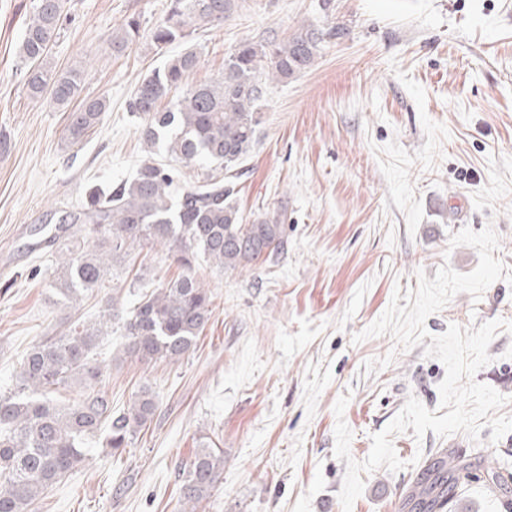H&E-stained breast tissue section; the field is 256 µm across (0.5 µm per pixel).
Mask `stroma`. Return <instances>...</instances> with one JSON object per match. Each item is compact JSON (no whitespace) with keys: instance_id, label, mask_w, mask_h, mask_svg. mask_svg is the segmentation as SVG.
<instances>
[{"instance_id":"stroma-1","label":"stroma","mask_w":512,"mask_h":512,"mask_svg":"<svg viewBox=\"0 0 512 512\" xmlns=\"http://www.w3.org/2000/svg\"><path fill=\"white\" fill-rule=\"evenodd\" d=\"M169 0H68L50 48L56 69H85L82 97L109 102L81 144L65 138L67 109L35 99L17 68L31 0H0V393L13 388L25 353L75 319H95L104 299L126 314L140 292L176 277L164 248L144 250L129 272L114 262L98 294L69 303L49 285L55 232L42 218L81 204L86 184L130 176L146 157L142 122L128 110L163 55L148 36L124 55L107 51L131 15L144 28ZM328 30L311 68L266 86L258 142L241 164L235 199L246 221L284 209V250L248 269L199 261L211 318L173 362L124 358L120 334L102 337L103 390L113 411L141 387L158 409L126 451L92 452L50 487L35 512H181L184 474L202 445L222 449L224 470L197 512H342L345 461L334 454V405L350 453L364 460L373 434L416 397L439 409L442 362L422 347L401 350L390 335L353 343L378 319L394 288L416 290L418 272L478 264L452 233L493 226L494 253L512 271V0H238L224 25L177 40L201 64L193 83L215 79L243 40H283L300 26ZM492 320L512 322V285L500 280L480 300L454 296L430 315L439 335ZM475 376L510 397L512 333L489 345ZM457 432L393 435L406 468L364 477L352 512H403V497L440 449L472 461L453 512H512V481L491 491L486 464L512 473V432L491 441Z\"/></svg>"}]
</instances>
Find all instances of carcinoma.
Instances as JSON below:
<instances>
[{
  "mask_svg": "<svg viewBox=\"0 0 512 512\" xmlns=\"http://www.w3.org/2000/svg\"><path fill=\"white\" fill-rule=\"evenodd\" d=\"M66 3L33 0L18 50L24 87L62 106L79 96L82 82L80 67L59 72L49 61ZM235 7L236 0H170L165 18L149 33L150 45L160 53L203 26L224 24ZM140 28V18L130 16L113 29L112 55L125 53ZM324 36L303 25L283 41L245 40L224 58L216 79L199 85L190 83L200 65L195 49L168 57L141 81L129 107L144 121L143 139L150 150L161 148L188 166L204 164L205 172L182 182L174 170L150 158L133 177L92 184L79 207L55 210L44 220L58 224L51 239L57 258L50 286L70 302L102 287L115 258L132 260L146 247H166L182 268L162 287L141 294L123 319L125 357L177 361L193 346L211 314L210 292L193 273L198 258L235 271L284 249L281 214L243 223L232 200L234 188L224 177H233L257 143L265 84L310 68ZM173 90L182 91L175 107L160 109ZM106 110V100L95 98L70 111L67 139L80 141ZM110 327L108 300L98 321H79L36 343L20 364L16 389L0 394V512H34L49 487L88 459V436L105 430L107 447L117 453L155 415L156 397L147 386L126 411L112 414V401L102 390L104 367L90 357ZM73 386L78 397L72 402L54 398ZM470 466L455 452L439 458L404 507L433 512L453 504L459 476ZM223 470V450H197L183 484L185 512H196Z\"/></svg>",
  "mask_w": 512,
  "mask_h": 512,
  "instance_id": "carcinoma-1",
  "label": "carcinoma"
}]
</instances>
